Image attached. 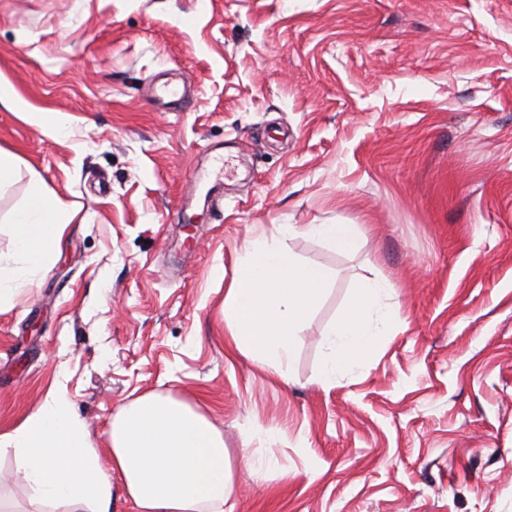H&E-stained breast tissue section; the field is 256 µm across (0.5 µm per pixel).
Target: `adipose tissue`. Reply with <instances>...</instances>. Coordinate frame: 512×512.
<instances>
[{
	"mask_svg": "<svg viewBox=\"0 0 512 512\" xmlns=\"http://www.w3.org/2000/svg\"><path fill=\"white\" fill-rule=\"evenodd\" d=\"M72 217L33 188L14 226L16 255L28 281L50 265ZM277 240L243 247L224 297L231 353L284 375L297 339L331 279L322 266L299 262L281 241L309 237L345 250L354 224H280ZM389 281L360 288L348 311L326 330L328 353L321 379L334 383L339 369L364 362L389 328L380 307ZM109 454L89 443L85 424L68 400L49 395L16 430L0 435L12 449L16 480L33 493L41 512H112V477L120 475L134 512H224L234 478L223 434L186 403L148 394L125 407L112 423Z\"/></svg>",
	"mask_w": 512,
	"mask_h": 512,
	"instance_id": "ef3b65f1",
	"label": "adipose tissue"
}]
</instances>
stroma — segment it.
Listing matches in <instances>:
<instances>
[{
    "instance_id": "obj_1",
    "label": "stroma",
    "mask_w": 512,
    "mask_h": 512,
    "mask_svg": "<svg viewBox=\"0 0 512 512\" xmlns=\"http://www.w3.org/2000/svg\"><path fill=\"white\" fill-rule=\"evenodd\" d=\"M166 73L185 110L152 104ZM0 81V259L32 184L74 214L0 310V434L61 391L103 453L157 393L223 433L234 512H512V0H0ZM330 223L350 251L285 242L333 274L286 378L229 355L244 244ZM382 278L387 336L324 384ZM15 466L0 502L32 512ZM388 288L391 284L387 280L360 288L344 316L328 326L324 334L328 353L321 372L323 382L332 384L336 371L364 362L381 336H386L391 313L382 312L380 302Z\"/></svg>"
}]
</instances>
